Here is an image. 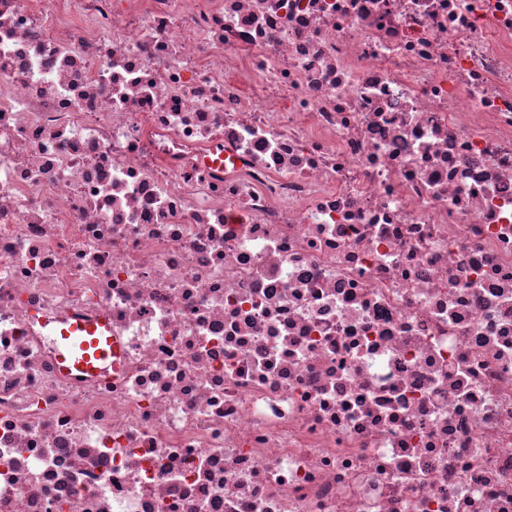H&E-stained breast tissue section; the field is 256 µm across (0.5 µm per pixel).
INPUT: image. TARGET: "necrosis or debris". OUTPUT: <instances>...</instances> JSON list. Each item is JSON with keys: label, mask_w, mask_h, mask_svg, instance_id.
I'll list each match as a JSON object with an SVG mask.
<instances>
[{"label": "necrosis or debris", "mask_w": 512, "mask_h": 512, "mask_svg": "<svg viewBox=\"0 0 512 512\" xmlns=\"http://www.w3.org/2000/svg\"><path fill=\"white\" fill-rule=\"evenodd\" d=\"M0 512H512V0H0ZM110 334V335H109ZM58 337L59 360L68 373L93 379L108 365L119 347L112 341V331L106 318L76 319Z\"/></svg>", "instance_id": "4bbe7bcc"}]
</instances>
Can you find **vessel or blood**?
<instances>
[{"label":"vessel or blood","instance_id":"obj_1","mask_svg":"<svg viewBox=\"0 0 512 512\" xmlns=\"http://www.w3.org/2000/svg\"><path fill=\"white\" fill-rule=\"evenodd\" d=\"M106 318L79 319L63 329L59 338V361L70 373L95 378L119 354Z\"/></svg>","mask_w":512,"mask_h":512}]
</instances>
